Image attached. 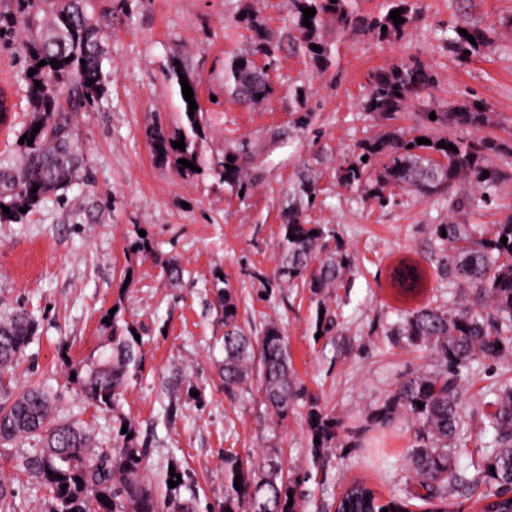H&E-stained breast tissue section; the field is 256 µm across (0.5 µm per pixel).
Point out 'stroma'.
I'll return each mask as SVG.
<instances>
[{
  "label": "stroma",
  "mask_w": 512,
  "mask_h": 512,
  "mask_svg": "<svg viewBox=\"0 0 512 512\" xmlns=\"http://www.w3.org/2000/svg\"><path fill=\"white\" fill-rule=\"evenodd\" d=\"M99 5L112 11L111 77L102 101L75 118L84 165L67 189L22 222L0 223V319L22 310L33 320L15 382L49 391L58 414L80 421L99 447L111 446L121 421H128L148 444L154 482L164 485L180 474L177 496L194 512H218L230 449L276 450L284 469L299 478L298 495L320 512H335L336 497L356 478L383 498L412 489L403 466L412 424L402 418L373 426L368 414L434 360L389 330L401 313L448 302L434 225L451 218L501 223L512 214V180L484 208L452 216L446 204L398 188L393 203L380 207L366 188L338 184L336 168L364 141L420 128L425 108L444 112L476 102L490 118L482 134L498 146L489 160L511 172L512 0H417L418 19L391 42L325 24L316 35L330 51L323 68L301 47L289 0ZM458 22L487 37L466 61L448 45ZM259 38L278 48L273 93L248 105L225 91L224 63L245 57L263 64L253 51ZM25 39L19 22L0 30V89L13 106L0 116V156L16 161L33 117L22 80ZM398 59L431 67L435 87L393 119L363 112L369 74ZM175 69L196 86L207 114L202 153H223L233 140L255 149L247 195L209 172H186L174 158L154 154L147 128L157 123L171 134L181 123ZM303 115L304 126L298 123ZM306 178L314 180L317 196L304 219L334 227L353 260L342 287L319 296L277 279L283 216ZM172 258L183 270L177 281L165 273ZM403 262L421 273L415 292L392 283ZM222 287L231 289L246 334L261 335L273 323L285 338L303 395L282 423L271 422L250 387L224 390ZM112 312L143 337L141 365L116 413L93 406L66 375L68 364L109 350ZM510 368L512 360L475 366L465 381L472 412H481L483 395ZM313 398L340 423L335 447L317 468L307 432ZM0 478L13 488L16 512H41L50 493L25 472L21 447H0Z\"/></svg>",
  "instance_id": "stroma-1"
}]
</instances>
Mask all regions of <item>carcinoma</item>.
Here are the masks:
<instances>
[{"label": "carcinoma", "mask_w": 512, "mask_h": 512, "mask_svg": "<svg viewBox=\"0 0 512 512\" xmlns=\"http://www.w3.org/2000/svg\"><path fill=\"white\" fill-rule=\"evenodd\" d=\"M16 13L28 32L23 71L28 100L35 112L25 134H34L25 146L26 159L16 173L8 165L0 167V222L20 223L47 194L64 189L82 167L83 153L74 132V113L99 101L106 93L110 73L105 51L110 37L108 13L98 10L97 0H15ZM296 27L311 59L323 65L328 50L311 49L319 27L331 20L342 29L360 28L379 42L404 36L418 14L411 0H384L382 11L367 19L357 15L348 0H292ZM314 8L312 28L302 25L303 9ZM398 10L404 23L389 18ZM387 31H382V27ZM464 29L475 43L459 33ZM450 45L458 57L468 60L482 45V31L466 24L452 27ZM62 62L52 67L49 61ZM85 63H80V60ZM45 60L47 64L37 67ZM243 65L238 66L236 62ZM36 70L29 75L30 70ZM94 80L88 84V80ZM41 87H35L34 81ZM433 70L418 62L401 61L370 76L369 92L362 109L387 119L403 111L414 98L435 84ZM224 86L238 100L256 103L267 99L273 87L265 72L251 61L236 58L224 63ZM183 123L179 134L166 137L154 125L146 137L160 156L185 158L237 191H247L244 160L252 150L241 143L215 158H204L199 151L205 115L202 109L189 116V103L183 101ZM488 121L485 109L461 105L452 111L436 113L426 119L425 130L416 135L397 129L360 146L336 169L337 181L344 186L368 184L370 196L381 206L389 204L386 189L400 188L424 197L438 195L448 204V212L475 210L487 203L504 182L503 170L491 164L488 152L497 146L482 138L450 137L440 127L455 124L480 130ZM41 124L38 133L34 125ZM199 127H194V124ZM426 138L431 144H419ZM184 140L185 150L172 147ZM451 143L457 151L439 147ZM233 161H228V157ZM367 160H362V157ZM233 169H226V165ZM489 177H483V172ZM469 183L473 192L458 196L449 193L457 183ZM38 190H33V186ZM278 278L293 285L296 281L319 295L326 288H340L351 267V258L336 236L324 224H308L302 205L285 213ZM296 235L292 240L289 235ZM433 235L446 246L443 257L448 269V306L426 305L401 315L390 335L406 339L408 346L426 350L434 356L436 368L405 378L368 416L373 424L387 426L400 416L414 427V444L406 457L412 482L425 493L396 492L384 500L354 481L336 500L337 512H381L395 508L410 512L414 501L432 504L433 512H448V494L462 488L484 503L483 512H512V377L491 388L485 405L492 411L481 420L492 440L470 452L471 478L464 480L456 469L457 454L471 441L470 422L464 389L463 371H471L482 361L512 358V216L496 225L487 236L481 224H459L454 220L437 224ZM507 237V243L501 238ZM318 263L311 268L312 263ZM417 269L402 265L394 269L393 282L414 284ZM224 311V364L221 375L224 391L232 392L256 379L262 402L273 419L283 420L300 396L284 336L274 324L264 334L247 336L237 325L236 307L229 291L219 298ZM133 325L112 321V353L87 365L72 364L67 374H75L85 397L100 409L117 410L121 388L138 369L140 347ZM32 335V322L22 311L0 321V447L19 439L27 440L22 449V465L30 477L47 486L51 497L43 512H191L190 503L161 492L150 478L148 455L133 433L119 435L110 448H100L82 424L56 415L51 395L39 387L3 385L1 375L19 360ZM423 407H418L417 403ZM307 426L313 459L320 458L336 445L339 425L336 417L310 408ZM320 443H315V438ZM240 480L242 489L235 488ZM296 479L285 473L276 452L260 455L228 452L224 457V503L222 512H303L305 504L295 494ZM293 504H288V501Z\"/></svg>", "instance_id": "1"}]
</instances>
